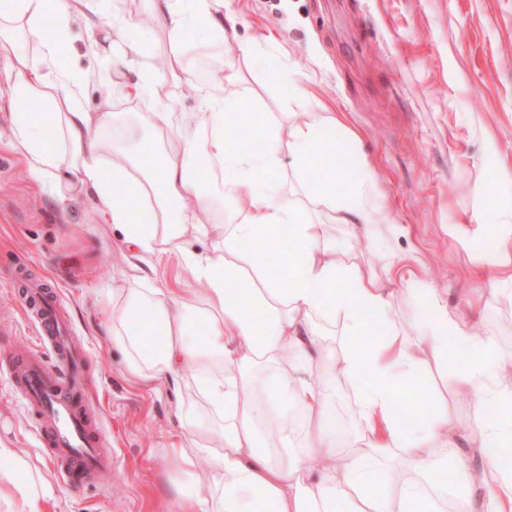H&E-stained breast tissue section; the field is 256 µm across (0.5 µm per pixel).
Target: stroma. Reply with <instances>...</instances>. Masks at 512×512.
<instances>
[{"mask_svg":"<svg viewBox=\"0 0 512 512\" xmlns=\"http://www.w3.org/2000/svg\"><path fill=\"white\" fill-rule=\"evenodd\" d=\"M95 8V34L77 27L61 36L60 60L84 70L110 66L122 54L111 41L113 21L134 19L142 52L127 57L124 73L151 64L184 120L203 111L206 73L168 75L172 49L144 0H96ZM224 10L232 17L224 66L236 74L225 94L244 99L258 123L284 129L314 121L319 131H334L337 151L351 159L350 181L374 177L380 221L365 233L329 223L321 200L301 198L317 236L335 242L337 260L390 288L402 335L437 322L410 292L423 282L447 302L449 320L479 309L471 332L512 353V248L502 247L512 234V0H225ZM264 51L305 81L304 96L282 94L257 60ZM82 103L89 112L129 113L133 131L155 135L151 101L126 97L122 85L87 82ZM7 136L0 119V440L30 450L61 495L62 512H179L183 493L206 479L210 463L203 458L192 474L180 471L175 450L185 432L175 408L182 401L203 417L206 407L191 389L132 381L108 335L109 313L113 289L136 278L200 296L206 285L177 258L136 256L121 229L99 218L92 196L44 192ZM481 265L492 266L498 290L476 275ZM20 267L29 280L58 286L73 340L87 352L85 377L115 452L110 484L77 490L63 481L1 370L10 350L37 341L12 284ZM457 367L453 357L424 372L399 399L429 413L447 405L455 425L467 426L473 410L456 391Z\"/></svg>","mask_w":512,"mask_h":512,"instance_id":"stroma-1","label":"stroma"}]
</instances>
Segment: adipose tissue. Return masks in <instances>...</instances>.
I'll return each instance as SVG.
<instances>
[{"label": "adipose tissue", "mask_w": 512, "mask_h": 512, "mask_svg": "<svg viewBox=\"0 0 512 512\" xmlns=\"http://www.w3.org/2000/svg\"><path fill=\"white\" fill-rule=\"evenodd\" d=\"M89 2L0 0V112L11 148L35 178L93 195L106 223L122 226L135 249L158 259L180 255L192 278L207 285L199 299L134 280L113 289L110 319L130 378L193 388L207 405L206 433L191 407L180 408V464L211 461L204 490L193 498L196 512H512V467L501 457L512 444V419L483 416L489 406L512 403V355L462 324L450 333L441 327L401 336L390 293L327 258L306 210L279 188L291 167L302 188L317 186L332 221L368 226L376 217L372 176L348 182L347 158L312 122L267 129L258 153L230 144L225 128L244 102L224 93V0H145L169 45L194 41L191 55L171 58L173 71L191 77L200 60L212 63L193 132L182 129L154 70L142 68L127 87L128 96L154 101V126L168 132L147 146L160 158L162 173L154 175L127 150L123 113L85 111V74L56 62L57 34L85 19ZM47 113L55 118L49 128ZM200 150L223 174V193L193 169ZM216 208L229 213L223 249L183 251V237ZM261 235L262 255L249 248ZM292 247L298 261L286 260L273 275L270 255L286 259ZM253 305L262 319L250 313ZM204 318L210 328L201 342L194 327ZM338 322L346 335L380 336L378 347L355 353L328 346L324 329ZM452 342L465 351L457 387L474 405L472 426L456 430L444 406L401 425L395 401L403 382L447 362ZM340 371L355 390L362 424L346 441L333 413ZM213 432L223 448L209 445ZM448 463L461 479L453 493L433 479ZM0 497L12 512H44L57 499L29 450L1 441Z\"/></svg>", "instance_id": "obj_1"}]
</instances>
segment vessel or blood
Wrapping results in <instances>:
<instances>
[{"instance_id": "obj_1", "label": "vessel or blood", "mask_w": 512, "mask_h": 512, "mask_svg": "<svg viewBox=\"0 0 512 512\" xmlns=\"http://www.w3.org/2000/svg\"><path fill=\"white\" fill-rule=\"evenodd\" d=\"M22 308L34 321L41 345L56 354L48 362L39 348L12 356L9 377L34 419L46 452L62 479L80 487L112 477V446L84 381L85 358L63 334L57 294L50 284L25 286Z\"/></svg>"}]
</instances>
